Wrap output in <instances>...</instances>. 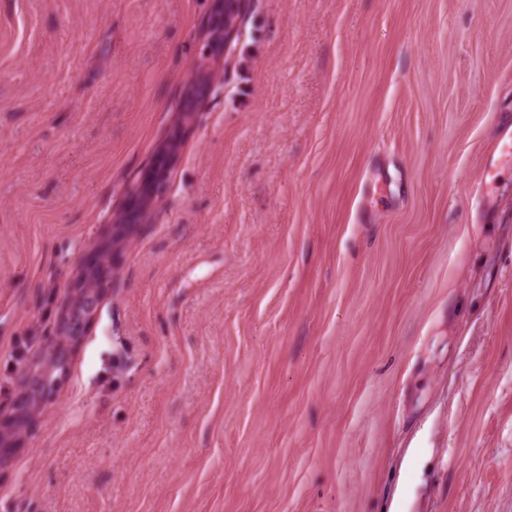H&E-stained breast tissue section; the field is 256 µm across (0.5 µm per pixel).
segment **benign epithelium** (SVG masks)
I'll return each instance as SVG.
<instances>
[{
	"label": "benign epithelium",
	"instance_id": "1",
	"mask_svg": "<svg viewBox=\"0 0 512 512\" xmlns=\"http://www.w3.org/2000/svg\"><path fill=\"white\" fill-rule=\"evenodd\" d=\"M246 6L247 0H215L203 33L211 53L193 63V78L184 92V107L177 115L178 129H188L195 124L198 103L221 82L224 62L233 57L235 42L243 35ZM177 146L176 139H168L158 146L155 162L147 173L149 188H144L142 182L130 188L127 206L113 217L108 236L93 251L91 260L84 264L71 285L72 300L59 316L55 342L47 346L44 359L39 361V367L34 371L42 384L28 380L14 403V415L0 420L3 446L13 447L18 442L21 429L14 424L15 416L26 414L25 426L28 427L38 418L43 404L49 399L57 382L51 374L65 369V347L78 340L81 325L90 322L95 314L112 253L130 245L135 228L148 223L162 205L165 182L177 159Z\"/></svg>",
	"mask_w": 512,
	"mask_h": 512
}]
</instances>
